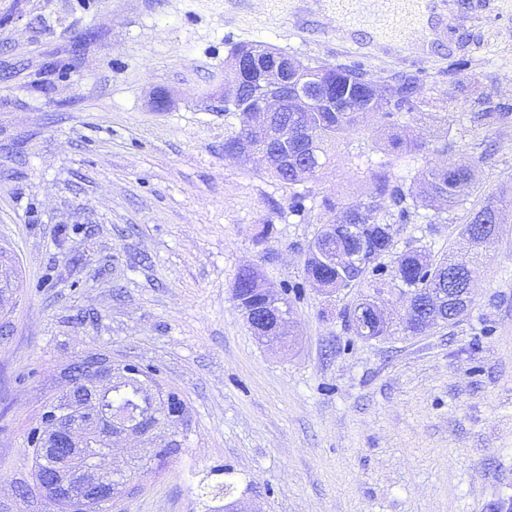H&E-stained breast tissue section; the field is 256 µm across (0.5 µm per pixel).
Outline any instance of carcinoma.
<instances>
[{
    "label": "carcinoma",
    "mask_w": 512,
    "mask_h": 512,
    "mask_svg": "<svg viewBox=\"0 0 512 512\" xmlns=\"http://www.w3.org/2000/svg\"><path fill=\"white\" fill-rule=\"evenodd\" d=\"M274 49L263 44H251L235 48L228 65L241 57L265 59ZM324 85L320 92L333 101L305 112L302 126L311 132L313 144H295L288 163L266 165L267 173L288 188V214L303 218L308 211L306 193L299 186L318 178L332 159L335 150L352 132L367 126L368 116L380 123L387 133L385 150L388 158L370 170L371 191L364 200L343 203L325 201L324 207L338 212L336 218V270L322 266L317 258L305 262V276L336 280L330 291L353 288L367 283V293L355 303L345 307L341 316L348 329L365 339L385 335L387 323L374 322L373 302L381 300L385 293L400 290L409 295L410 304L423 299V293L431 288H445L457 274L469 270L473 258L445 254L433 259L420 251H409L398 256L396 266L389 268L381 258L392 251L394 241L391 229L396 224H412L420 211L433 212L431 224L445 220L443 214L463 201L476 190L473 166L449 161L422 173V177L407 180L398 176L395 169L403 162L420 156L426 143L413 128L402 122L409 116L424 123L434 118L429 111L431 100L421 94L425 84L422 71L403 72L377 91L363 76L359 65H322ZM481 118L486 124L512 120V104L484 101ZM489 211H497L500 223L512 216V194L499 196L471 212L463 227L472 229L481 223ZM364 263L353 267L358 254ZM257 273L249 267L239 269L234 284L240 288L239 296L252 293ZM177 401L182 410L187 404L171 390H164L157 379V370L146 365L139 376L112 387L105 406L112 419L120 422L135 414L143 415L162 408V399Z\"/></svg>",
    "instance_id": "1"
}]
</instances>
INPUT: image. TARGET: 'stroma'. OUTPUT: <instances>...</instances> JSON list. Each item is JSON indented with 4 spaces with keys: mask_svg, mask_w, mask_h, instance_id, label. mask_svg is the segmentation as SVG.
I'll return each mask as SVG.
<instances>
[{
    "mask_svg": "<svg viewBox=\"0 0 512 512\" xmlns=\"http://www.w3.org/2000/svg\"><path fill=\"white\" fill-rule=\"evenodd\" d=\"M321 2L0 0V267L19 279L0 305V512H56L27 436L90 351L154 366L189 407L180 452L107 512H206L228 478L261 512H512V224L473 265L467 311L417 336H353L359 289L305 284L280 349L232 298L247 265L303 282L336 218L323 200L364 199L385 157L383 134L350 136L301 220L262 162L224 153L234 47L352 63ZM433 21L417 65L438 114L399 174L469 161L478 190L447 223L394 225L388 266L466 253L470 211L512 187V123L475 117L486 94L512 103V0H439Z\"/></svg>",
    "mask_w": 512,
    "mask_h": 512,
    "instance_id": "1",
    "label": "stroma"
}]
</instances>
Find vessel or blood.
<instances>
[{"mask_svg":"<svg viewBox=\"0 0 512 512\" xmlns=\"http://www.w3.org/2000/svg\"><path fill=\"white\" fill-rule=\"evenodd\" d=\"M361 3L362 0H329V8L336 15L338 34H345L361 22ZM382 4L373 22L378 43L399 48L406 31H429L433 0H382Z\"/></svg>","mask_w":512,"mask_h":512,"instance_id":"b4317fda","label":"vessel or blood"}]
</instances>
